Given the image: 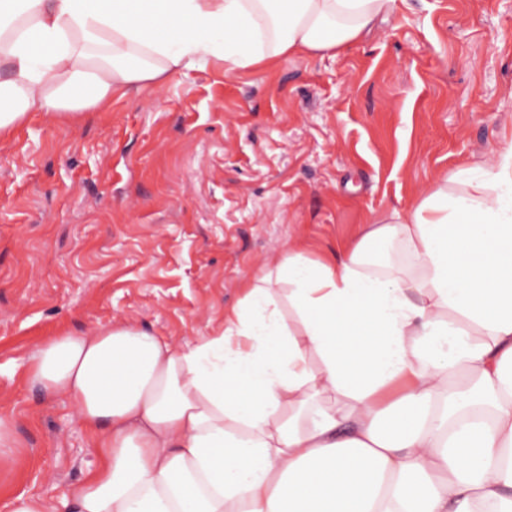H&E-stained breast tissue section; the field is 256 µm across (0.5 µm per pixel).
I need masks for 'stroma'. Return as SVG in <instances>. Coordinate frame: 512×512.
Segmentation results:
<instances>
[{
	"instance_id": "1",
	"label": "stroma",
	"mask_w": 512,
	"mask_h": 512,
	"mask_svg": "<svg viewBox=\"0 0 512 512\" xmlns=\"http://www.w3.org/2000/svg\"><path fill=\"white\" fill-rule=\"evenodd\" d=\"M509 140L512 0H407L334 57L34 114L0 143V512L23 492L73 512L97 462L70 401L28 381L48 336L126 322L191 345L289 248L339 250Z\"/></svg>"
}]
</instances>
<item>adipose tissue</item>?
<instances>
[{
  "instance_id": "obj_1",
  "label": "adipose tissue",
  "mask_w": 512,
  "mask_h": 512,
  "mask_svg": "<svg viewBox=\"0 0 512 512\" xmlns=\"http://www.w3.org/2000/svg\"><path fill=\"white\" fill-rule=\"evenodd\" d=\"M397 7L0 0V141L178 74L337 55ZM28 376L97 450L78 512H512V141L340 253L289 249L191 347L113 323L48 338Z\"/></svg>"
}]
</instances>
